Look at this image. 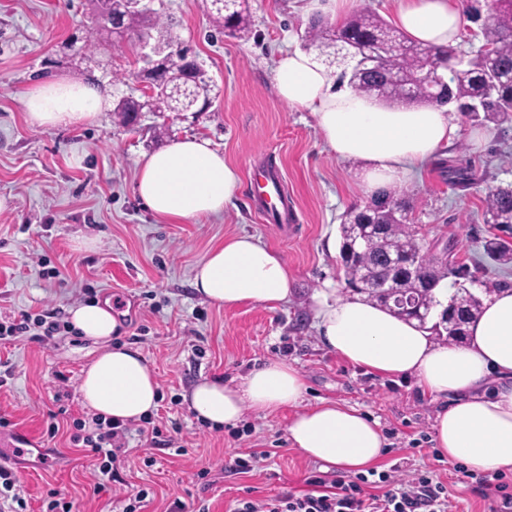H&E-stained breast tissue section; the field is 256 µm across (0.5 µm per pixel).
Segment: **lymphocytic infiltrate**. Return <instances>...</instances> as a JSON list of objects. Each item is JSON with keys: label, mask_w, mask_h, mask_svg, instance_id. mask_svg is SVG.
<instances>
[{"label": "lymphocytic infiltrate", "mask_w": 512, "mask_h": 512, "mask_svg": "<svg viewBox=\"0 0 512 512\" xmlns=\"http://www.w3.org/2000/svg\"><path fill=\"white\" fill-rule=\"evenodd\" d=\"M73 442L92 457L100 476L116 482L126 452V425L95 419L92 431L74 422ZM302 493L283 492L269 498L238 499L233 512H448L441 481L426 472L398 482L389 471L369 470L351 479L312 475Z\"/></svg>", "instance_id": "lymphocytic-infiltrate-1"}]
</instances>
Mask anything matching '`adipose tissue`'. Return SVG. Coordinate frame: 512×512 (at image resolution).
<instances>
[{
  "label": "adipose tissue",
  "instance_id": "adipose-tissue-1",
  "mask_svg": "<svg viewBox=\"0 0 512 512\" xmlns=\"http://www.w3.org/2000/svg\"><path fill=\"white\" fill-rule=\"evenodd\" d=\"M395 21L412 40L456 46L464 24L450 0H398ZM314 50L279 55L273 66L278 98L313 113L329 151L360 166V184L370 197L402 184L448 147L461 127L447 107L397 106L357 94L338 81ZM23 106L31 124L58 127L90 124L108 106L97 86L65 79L36 83ZM239 182L237 169L209 140L186 137L143 155L135 192L169 223L223 213ZM201 298L224 307L245 303L269 307L287 302V262L255 236L243 233L212 247L192 281ZM74 327L97 346L82 371L80 394L93 415L129 423L158 405L152 367L133 346L116 344L118 321L111 303L91 301L71 310ZM316 330L322 343L349 364L381 376L415 378L422 394L438 401L433 443L448 460L473 473L512 471V289L493 287L460 342L441 344L417 321L401 319L366 298L318 297ZM306 382L284 360H271L223 381L198 382L184 400L210 428L239 423L245 412L295 408L288 423L292 447L342 472H361L384 455L377 420L354 407L323 400L302 407Z\"/></svg>",
  "mask_w": 512,
  "mask_h": 512
}]
</instances>
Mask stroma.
I'll return each instance as SVG.
<instances>
[{
	"label": "stroma",
	"instance_id": "1",
	"mask_svg": "<svg viewBox=\"0 0 512 512\" xmlns=\"http://www.w3.org/2000/svg\"><path fill=\"white\" fill-rule=\"evenodd\" d=\"M252 32L244 40L214 28L210 0H154L163 21L152 42L190 46L211 86L205 112H144L124 124L114 104L140 92L135 78L140 49L104 44L94 70L110 106L96 122L78 127L32 125L22 104L34 83L86 79L71 39L95 31L90 0H0V323L38 318L49 309L68 313L91 300L109 299L119 320L113 342L140 349L154 369L159 402L149 415L161 431L147 441L132 423L121 482L101 481L92 461L70 440L66 426L91 420L80 394L82 369L95 355L92 341L60 329L42 338L33 326L0 344V463L18 478L26 512H46L55 488L77 512H125L129 494L147 490L142 512H230L234 500L305 490L306 477L323 472L286 441L292 409L246 413L236 426L212 429L188 411L184 394L206 377L231 379L269 360H285L304 375L305 404L331 400L369 413L386 437L377 470L399 466L400 479L428 471L444 483L450 512H488L477 474L440 457L433 448L437 407L415 378H383L351 367L319 340L317 297L335 289L350 296L339 257L340 226L353 207L370 205L356 162L329 153L312 112L281 102L273 86V60L304 48L310 21L303 0H249ZM463 134L453 147L394 189L408 202L406 222L424 249L448 245V260L462 268L463 283L477 296L490 285L512 288V265L483 253L494 234L483 221L487 193L512 183V124L459 117ZM209 139L239 173L257 163L279 168L296 206L297 228L271 224L237 186L224 213L199 222L162 224L134 193L144 154L173 141ZM467 165L471 187L451 189L449 163ZM248 233L279 252L292 275L288 303L271 308H225L197 297L193 270L224 238ZM95 240L82 248V239ZM60 430L48 437L50 422ZM21 434L49 461L21 457L5 443ZM270 451L249 473L234 469L250 450ZM207 478H200V471Z\"/></svg>",
	"mask_w": 512,
	"mask_h": 512
}]
</instances>
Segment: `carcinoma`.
Segmentation results:
<instances>
[{"mask_svg": "<svg viewBox=\"0 0 512 512\" xmlns=\"http://www.w3.org/2000/svg\"><path fill=\"white\" fill-rule=\"evenodd\" d=\"M467 11L472 22L481 23L484 46L489 51H480L474 58L466 62L460 60L450 67L445 63L451 60L452 49L412 42L371 10L359 11L340 24L314 18L305 32V41L313 45L338 44L343 48L376 42L385 46L380 70L340 75L342 80L349 79L350 86L361 95L390 103L420 102L441 106L442 100H431L424 95L419 76L431 69L441 73L447 70L448 102L454 104L457 111L473 120L498 125L507 123L512 121V0H498L494 12L485 18L478 0H473ZM213 22L216 29L228 37L244 36L251 25L248 0H236L232 10L215 15ZM141 28L142 20L138 15L125 17L122 33L113 31L112 24L102 18L96 34L108 41L116 38L133 42L141 36ZM144 107L151 112L171 111L166 106V98L161 96L144 101L125 97L118 101L115 111L127 118ZM406 211L405 201L391 196L381 204L350 209L340 230V258L349 287L365 292L369 300L400 317L414 319L413 312L388 301L389 294L383 285L393 276L390 258L418 259L417 276L405 283L403 292L415 301L425 317L438 304L434 288L449 276L459 275V271L444 258L421 252L416 235L403 222ZM483 219L495 226L512 224V185L488 193ZM351 224H375L380 229L373 230L364 240H356L349 231ZM483 249L485 255L499 265L512 262V247L498 237L485 241ZM481 306L480 298L458 284L448 304V311L454 315L444 328L448 339L461 340L466 324L479 314Z\"/></svg>", "mask_w": 512, "mask_h": 512, "instance_id": "1", "label": "carcinoma"}]
</instances>
